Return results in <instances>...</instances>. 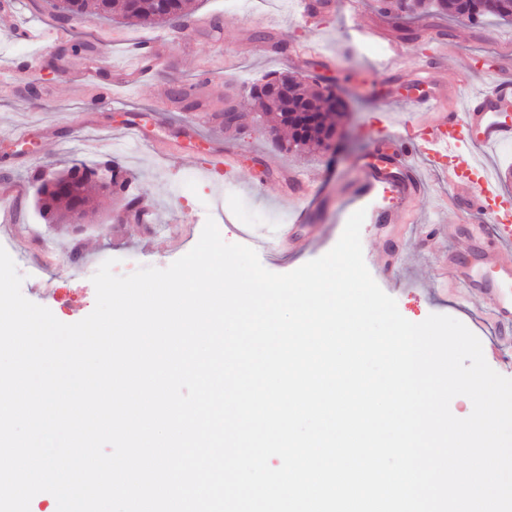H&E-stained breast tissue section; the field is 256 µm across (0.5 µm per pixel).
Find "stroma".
Wrapping results in <instances>:
<instances>
[{"label": "stroma", "mask_w": 512, "mask_h": 512, "mask_svg": "<svg viewBox=\"0 0 512 512\" xmlns=\"http://www.w3.org/2000/svg\"><path fill=\"white\" fill-rule=\"evenodd\" d=\"M331 2L318 30L304 27L286 0H266L252 14L228 10L224 0H191L188 16L164 27H124L99 20L65 23L69 41L90 43L93 57L106 67L129 65L132 41L155 39L169 47L163 71L117 87L111 99L92 105L87 92L65 76L64 67L75 59L63 54L60 43L47 36L27 42L17 38V28L32 17L54 26L46 0H0V183L17 181L24 186L17 222L0 230V246L15 258L24 276L23 295L50 309L61 322L80 321L95 306L91 278L103 255L120 258L113 271L122 276L147 266L167 268L197 244L207 220L198 207L203 194L223 211H232L242 200L262 216V223L249 228L218 226L225 242L251 245L255 234L265 233V219L282 224L292 217L289 191L279 176L285 170L297 176L302 188L316 190L310 218L317 242L302 255L265 243L255 246L267 270L285 274L326 254L349 216L365 210L368 220L361 229L365 264L380 288L396 300L400 313L412 322L432 314L454 317L480 339L483 349H490L497 331L487 317L489 300L438 282L436 256L426 239L429 225L458 222L463 236L450 247L464 250L468 240L491 235L489 217L472 212L461 219L444 209L441 199L450 192L448 182L420 154L412 162L424 186L408 210L400 213L398 223H371V216L388 205L384 196L361 199L349 191L364 165L380 162L392 150L391 144H376L372 137L379 102L409 96L422 90L423 84L404 72L385 70L384 46L354 30L342 0ZM216 17L222 20L217 31L212 28ZM413 25L423 37L435 36L440 26L451 29L452 38L437 42L450 83L465 62L486 75H499L498 52L512 50V22L494 17L477 28L449 16L420 18ZM257 31L282 43V51L255 52L251 35ZM309 40L321 44L323 60L297 63L290 56L291 48ZM275 71L302 75L311 84L336 85L347 102L346 114L337 119L346 137L344 154L332 159L321 152L288 153L277 146L286 139V130L274 133L253 124L254 102L242 81ZM177 86L187 89V104L171 100L170 91ZM228 100L242 115L238 131L222 133L200 121L202 111H223ZM132 115L144 129L143 140L124 133L123 123ZM28 125L37 128V135L26 143L16 142L15 129ZM186 129L196 132L194 153L156 152L153 140L174 139ZM225 147L237 153L236 169H208L206 153ZM110 160L127 171L131 194L152 199L156 223H115L120 202L96 190L87 205L89 226L80 238L48 232L36 210L35 171L49 164L61 169L77 161L98 168Z\"/></svg>", "instance_id": "35a3bbf8"}]
</instances>
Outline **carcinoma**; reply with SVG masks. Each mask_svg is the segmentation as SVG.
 Instances as JSON below:
<instances>
[{"label":"carcinoma","instance_id":"1","mask_svg":"<svg viewBox=\"0 0 512 512\" xmlns=\"http://www.w3.org/2000/svg\"><path fill=\"white\" fill-rule=\"evenodd\" d=\"M480 0H379L378 11L387 18H411L446 15L461 18L472 26L479 25L486 17L512 18V0H502L495 10L478 8ZM53 8L56 19L64 23L71 15L95 16L112 19V13L120 15L127 25H163L185 16L189 0H55ZM267 83L286 82L293 89L292 94L283 97L270 91L256 92L261 112L259 119H272L288 128L289 140L282 148L295 153H306L322 146L323 141L334 133L329 115L346 108L344 99L335 88L321 86L314 89L294 74H268ZM106 166L112 169V194L125 199L124 209L136 206L137 196L126 193L128 180L122 170L110 161ZM95 169L79 171L71 166L55 172V186L52 190L42 182L44 172L39 170L33 176L37 184V209L39 215L48 221H62L83 213L88 192L93 188L92 176Z\"/></svg>","mask_w":512,"mask_h":512}]
</instances>
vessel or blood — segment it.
Masks as SVG:
<instances>
[{
    "instance_id": "1",
    "label": "vessel or blood",
    "mask_w": 512,
    "mask_h": 512,
    "mask_svg": "<svg viewBox=\"0 0 512 512\" xmlns=\"http://www.w3.org/2000/svg\"><path fill=\"white\" fill-rule=\"evenodd\" d=\"M371 30L376 37L389 42L388 67L402 65L408 71L425 75L431 91L415 99L398 98L385 103V110L398 112L401 118L396 122L379 119L376 135L392 141L394 149L382 164L364 167L352 191L369 195L384 190L395 203L385 218L394 221L422 182L411 163L412 156L423 152L434 159L448 176L451 193L445 200L446 206L457 212L485 211L496 226L494 238L470 242L462 254L454 250L442 254L438 275L465 292L488 298L498 330L504 334L512 332V296L507 293L512 285V196L490 184L485 161L488 151L512 144V77H500L490 87L480 89L476 86L477 72L465 68L459 72L455 87L448 89L441 78L440 64L409 62L405 47L389 40L380 23H372ZM165 56L162 43L149 42L138 45L131 66L113 69L109 82H102L100 71L92 68L72 73L71 78L76 85L91 88L93 95L108 98L113 87L136 82L142 75L155 71ZM465 87L470 93L462 109L439 110L440 92L453 97ZM461 145L475 156L474 162L464 167L456 162V150ZM21 195L19 187H0V199L5 202L0 208L1 223L15 222ZM308 217V206L295 204L293 222L274 225L270 240L279 241L293 228L306 225Z\"/></svg>"
}]
</instances>
